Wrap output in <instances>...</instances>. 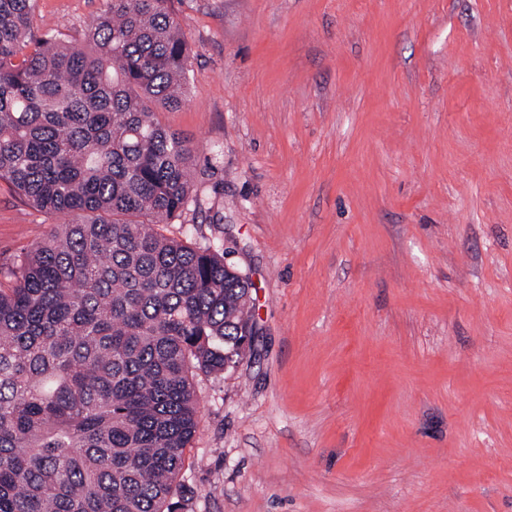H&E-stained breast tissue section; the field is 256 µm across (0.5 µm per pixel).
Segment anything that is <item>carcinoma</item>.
Segmentation results:
<instances>
[{"label": "carcinoma", "instance_id": "obj_1", "mask_svg": "<svg viewBox=\"0 0 512 512\" xmlns=\"http://www.w3.org/2000/svg\"><path fill=\"white\" fill-rule=\"evenodd\" d=\"M0 0V181L68 220L0 283V512H180L199 374L250 337L249 276L171 238L196 149L171 0H107L77 48Z\"/></svg>", "mask_w": 512, "mask_h": 512}]
</instances>
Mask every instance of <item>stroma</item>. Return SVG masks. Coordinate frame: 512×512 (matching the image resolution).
Listing matches in <instances>:
<instances>
[{
  "mask_svg": "<svg viewBox=\"0 0 512 512\" xmlns=\"http://www.w3.org/2000/svg\"><path fill=\"white\" fill-rule=\"evenodd\" d=\"M106 0H36L69 42ZM176 237L249 274L188 512H512V0H172ZM53 219L0 181V273Z\"/></svg>",
  "mask_w": 512,
  "mask_h": 512,
  "instance_id": "stroma-1",
  "label": "stroma"
}]
</instances>
